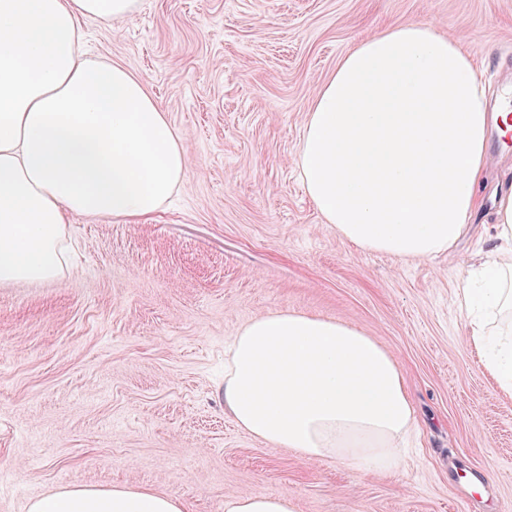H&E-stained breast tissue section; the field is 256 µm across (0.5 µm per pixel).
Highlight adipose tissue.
Segmentation results:
<instances>
[{"instance_id":"adipose-tissue-1","label":"adipose tissue","mask_w":512,"mask_h":512,"mask_svg":"<svg viewBox=\"0 0 512 512\" xmlns=\"http://www.w3.org/2000/svg\"><path fill=\"white\" fill-rule=\"evenodd\" d=\"M139 0H0V284L60 281L68 217L129 221L184 185L182 135L126 67L93 61L83 27L123 21ZM472 55L424 23L358 42L317 90L300 144L301 182L325 223L365 251L430 260L478 209L490 131ZM489 237L495 260L471 267L458 305L498 388L512 394V193ZM224 407L239 428L306 462L333 458L394 475L416 429L392 353L360 328L300 313L255 318L233 337ZM29 512H186L131 487L71 485Z\"/></svg>"}]
</instances>
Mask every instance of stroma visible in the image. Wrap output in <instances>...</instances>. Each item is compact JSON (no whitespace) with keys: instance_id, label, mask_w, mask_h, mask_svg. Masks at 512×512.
<instances>
[{"instance_id":"35a3bbf8","label":"stroma","mask_w":512,"mask_h":512,"mask_svg":"<svg viewBox=\"0 0 512 512\" xmlns=\"http://www.w3.org/2000/svg\"><path fill=\"white\" fill-rule=\"evenodd\" d=\"M416 21L462 40L490 90L512 85V0H141L88 25L89 58L140 75L182 134L187 183L144 223L71 217L63 281L0 285V512L72 484L163 492L189 512L248 494L296 512H512V397L478 364L456 295L492 247L512 147L490 139L481 206L430 261L359 250L298 176L317 87L363 38ZM287 310L394 354L418 426L409 482L304 462L234 423L224 349Z\"/></svg>"}]
</instances>
